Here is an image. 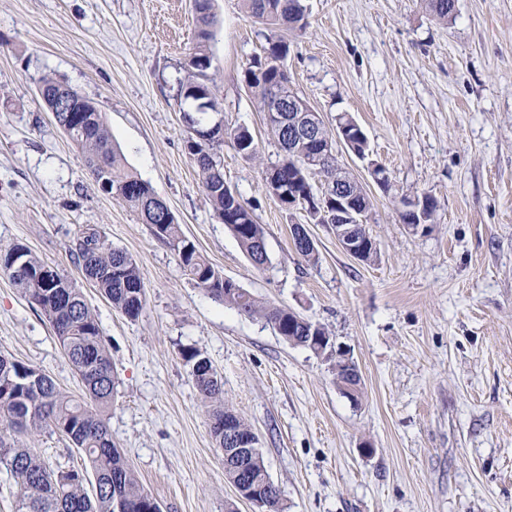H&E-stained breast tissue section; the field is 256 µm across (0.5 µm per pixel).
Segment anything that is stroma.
Returning a JSON list of instances; mask_svg holds the SVG:
<instances>
[{
    "label": "stroma",
    "instance_id": "stroma-1",
    "mask_svg": "<svg viewBox=\"0 0 512 512\" xmlns=\"http://www.w3.org/2000/svg\"><path fill=\"white\" fill-rule=\"evenodd\" d=\"M306 3L288 73L328 125L347 113L366 134L367 158L341 145L336 154L368 187L376 260L351 257L328 225L266 193L260 164L280 150L242 81L265 29L242 0H213L207 75L225 124L247 129L261 159H244L229 137L213 152L264 227L268 263L255 268L215 217L187 147L180 84L193 0H0V249L24 245L80 282L118 379L112 441L163 512H253L224 476L188 346L258 435L285 512H512V0H458L448 24L421 0ZM46 77L96 104L127 167L216 269L350 351L359 401L340 390L332 359L215 302L150 225L93 185L38 94ZM373 163L390 190L372 183ZM422 193L438 207L415 232L397 209ZM296 224L316 263L296 252ZM88 228L138 265L137 319L71 259ZM0 352L81 394L50 322L1 273Z\"/></svg>",
    "mask_w": 512,
    "mask_h": 512
}]
</instances>
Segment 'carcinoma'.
<instances>
[{
    "mask_svg": "<svg viewBox=\"0 0 512 512\" xmlns=\"http://www.w3.org/2000/svg\"><path fill=\"white\" fill-rule=\"evenodd\" d=\"M245 9L266 28L263 54L253 57L244 69L243 80L261 111H267L272 90L283 99L296 92L290 85L285 61L287 36L305 32L308 21L303 0H243ZM426 10L436 20L448 23L455 18L457 0H424ZM196 43L187 65L188 77L181 83V95L191 102L192 112H184L188 130L210 129L204 121L207 111L219 106L213 87L207 82L210 68L208 42L213 38L212 0H194ZM43 98L47 108H57L56 92L67 84L45 78ZM280 147L281 159L267 167L278 181L297 195L312 197L311 174L326 178L336 171V154L289 138L288 131L269 123ZM69 137L80 149L88 171L100 190L137 213L151 226L153 235L165 242L195 284L214 300L249 317H259L278 329V334L293 345L312 348L310 336L330 342L317 323L300 322V315L286 307L257 300L251 293L223 274L183 234L175 215H152L155 193L150 185L126 168L112 138L105 117L90 99L81 98L80 110L69 121ZM233 138L238 152L247 160L259 159L252 135L245 129L225 126L215 136ZM202 189L215 217L237 239L247 257L258 268L268 263L265 232L239 194L224 183V173L211 153V143L195 137L188 140ZM425 204L415 212L398 211L403 224H430L437 208L435 199L422 195ZM83 277L97 288L112 306L130 319L137 318L146 305L143 277L133 258L112 246L96 230L82 233L71 247ZM47 268L23 245L0 250V272L19 287L30 306L51 323L65 357L78 375L83 394L70 396L57 387L39 368L0 354V473L17 488L16 512H116V500L125 504L124 512H161L160 505L141 485L125 456L112 442L106 412L112 408L116 379L112 355L99 323L90 309L82 288L59 270L46 279ZM191 367L194 386L209 403L211 436L216 447H224V421L245 426L243 420L224 405V384L209 359L194 347L182 351ZM44 433L67 437L85 458V467L56 469L28 448L23 438ZM248 470L257 482L269 477L262 450L252 454Z\"/></svg>",
    "mask_w": 512,
    "mask_h": 512,
    "instance_id": "obj_1",
    "label": "carcinoma"
}]
</instances>
